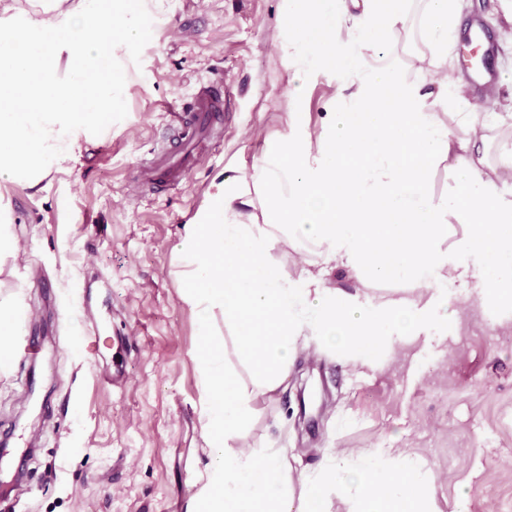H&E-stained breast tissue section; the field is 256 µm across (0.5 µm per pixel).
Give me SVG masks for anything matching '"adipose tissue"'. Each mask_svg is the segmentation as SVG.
Instances as JSON below:
<instances>
[{"instance_id": "adipose-tissue-1", "label": "adipose tissue", "mask_w": 512, "mask_h": 512, "mask_svg": "<svg viewBox=\"0 0 512 512\" xmlns=\"http://www.w3.org/2000/svg\"><path fill=\"white\" fill-rule=\"evenodd\" d=\"M418 25H410L414 3ZM276 39L296 84L286 126L252 164L212 179L178 246L181 299L199 318L210 459L189 512H327L329 488L349 512H433L437 477L396 448L360 462L339 456L314 477L284 449L241 444L257 402L288 378L302 337L374 365L429 329L447 331L467 302L512 309V145L468 112L449 59L462 0H284ZM140 0H27L0 18V181L37 186L76 162L112 125L124 74L118 52L143 35ZM410 45L406 61L392 55ZM336 67L337 103L311 129L303 85ZM457 106L452 122L438 107ZM446 163L448 193L430 192ZM355 279L356 293L336 283ZM222 313L252 369L245 389L224 365L211 325Z\"/></svg>"}]
</instances>
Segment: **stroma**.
<instances>
[{"instance_id":"obj_1","label":"stroma","mask_w":512,"mask_h":512,"mask_svg":"<svg viewBox=\"0 0 512 512\" xmlns=\"http://www.w3.org/2000/svg\"><path fill=\"white\" fill-rule=\"evenodd\" d=\"M283 0H147V35L120 60L110 133L39 189L0 182L18 249L0 252V299L17 305L26 361L0 364V512H187L208 462L197 317L180 298L177 247L211 178L253 159L285 125L289 76L275 54ZM230 94L220 146L176 189L140 193L129 170L160 143L167 112L203 82ZM301 340L286 382L243 441L284 448L301 472L333 454L407 448L438 477L439 512H512V326L479 306L447 337L355 372ZM122 364L112 388L100 373Z\"/></svg>"}]
</instances>
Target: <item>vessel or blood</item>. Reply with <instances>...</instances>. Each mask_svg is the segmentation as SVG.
Masks as SVG:
<instances>
[{
	"label": "vessel or blood",
	"instance_id": "vessel-or-blood-1",
	"mask_svg": "<svg viewBox=\"0 0 512 512\" xmlns=\"http://www.w3.org/2000/svg\"><path fill=\"white\" fill-rule=\"evenodd\" d=\"M465 40L472 48L466 69L473 84L480 87L497 81L498 73L489 64L495 46L480 18L468 19ZM224 112L221 82L200 84L190 102L171 112L169 135L155 148L151 161L132 169L137 188L146 194H160L177 186L196 165L199 147L223 137Z\"/></svg>",
	"mask_w": 512,
	"mask_h": 512
}]
</instances>
